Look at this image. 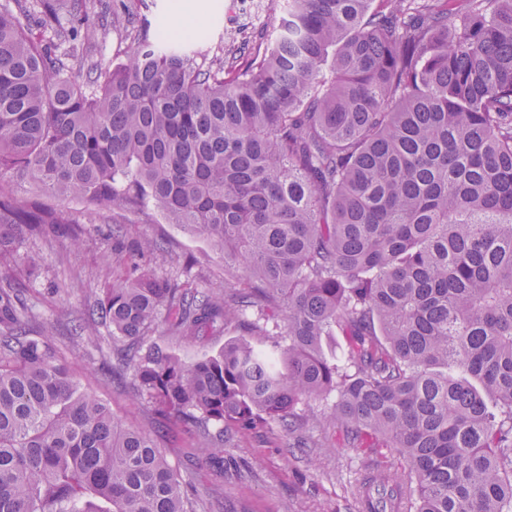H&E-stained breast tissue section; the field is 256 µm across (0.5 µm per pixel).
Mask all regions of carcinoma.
Returning <instances> with one entry per match:
<instances>
[{"instance_id": "obj_1", "label": "carcinoma", "mask_w": 512, "mask_h": 512, "mask_svg": "<svg viewBox=\"0 0 512 512\" xmlns=\"http://www.w3.org/2000/svg\"><path fill=\"white\" fill-rule=\"evenodd\" d=\"M94 2L0 4V178L157 211L250 280L223 294L134 270L79 333L110 327L138 393L211 453V423L291 434L303 400L334 393L318 422L384 463L401 454L414 512H512V0H288L274 39L244 36L228 58L203 65L161 25L106 74L83 55ZM71 223L0 188V256L29 277L27 242ZM164 310L176 336L244 337L194 361L139 353ZM338 332L340 360L323 350ZM0 512H195L11 284Z\"/></svg>"}]
</instances>
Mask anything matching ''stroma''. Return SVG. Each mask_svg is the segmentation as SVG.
Wrapping results in <instances>:
<instances>
[{"instance_id":"stroma-1","label":"stroma","mask_w":512,"mask_h":512,"mask_svg":"<svg viewBox=\"0 0 512 512\" xmlns=\"http://www.w3.org/2000/svg\"><path fill=\"white\" fill-rule=\"evenodd\" d=\"M120 16L107 35L86 49L103 71L126 63L132 38L122 17H132L140 37L154 39L160 15L168 10L195 17L202 38L197 44L203 61H211L240 33L272 30L276 16L268 0H107ZM75 224L57 225L47 236L30 240L38 276L26 277L23 265L0 259V276L22 284L30 308L31 327L52 329L55 347L66 357L72 374L89 392L105 400L125 427L154 437L185 482L197 512H364L362 479L377 469L374 455L351 448L343 432L312 423L326 413L335 396L298 405L306 418L296 434L272 424L258 429L233 430L219 459L199 451L200 435L190 422L161 414L148 397L136 395L132 368L116 365L111 352V331L100 327V342L93 345L73 332L90 306L113 281L132 265L182 286L199 289L241 284L242 268L225 264L213 242L185 234L159 214L137 218L108 205L67 204ZM161 246L155 253H140L144 241ZM238 328L210 333L188 341L170 335L165 320H158L140 343L193 360L223 348L238 335Z\"/></svg>"}]
</instances>
